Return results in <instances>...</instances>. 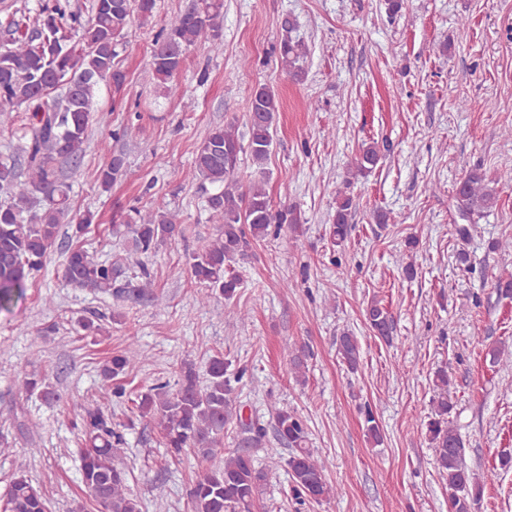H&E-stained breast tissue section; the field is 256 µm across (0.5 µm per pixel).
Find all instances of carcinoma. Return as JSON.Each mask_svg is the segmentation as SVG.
I'll return each instance as SVG.
<instances>
[{
	"instance_id": "carcinoma-1",
	"label": "carcinoma",
	"mask_w": 512,
	"mask_h": 512,
	"mask_svg": "<svg viewBox=\"0 0 512 512\" xmlns=\"http://www.w3.org/2000/svg\"><path fill=\"white\" fill-rule=\"evenodd\" d=\"M155 10L156 0H92L86 14L71 0H40L32 22H7L8 38L5 48L0 49V122L10 124L18 115L27 121V127L19 145L25 167L19 168L17 159L10 156L0 160V193L9 194L13 200L10 205H0V311L10 310L23 298L29 280L40 272L55 246L61 224L74 223L73 233L80 235L94 223V214L89 211L70 215L71 184L60 164L77 162L84 153L91 124L104 121V113L96 105L101 83L110 81L118 88L124 83L117 58L132 18L149 26ZM223 24L224 0H189L155 36L150 57L153 80L171 92L176 90L173 80L193 47L207 43L220 50ZM293 29V20L283 22L280 55L284 68L298 79L306 48L290 36ZM279 108L270 89L260 87L253 92L246 148L258 165L270 154ZM246 148L233 126L226 125L212 128L195 153V175L213 188L207 206L210 220L217 224L216 236L189 258L191 276L205 285L199 293L203 301L215 295L232 300L240 285L232 273L234 264L247 257L252 243L266 238L270 228L287 224L294 232L299 229L296 210H275L262 184H242L238 170L240 153ZM380 158L378 143L362 144L356 172L372 171ZM124 164V157L115 155L99 170L97 181L102 189H109L121 176ZM454 198L461 217L468 221L497 202L495 190L477 168L456 184ZM352 206L347 195L337 202L332 235L338 246L347 240ZM180 227L179 213L156 203L133 208L125 223L113 225V232L127 236L135 254L148 256L175 239ZM130 270L125 258L101 261L78 246L67 250L63 277L69 285L95 294L136 297L149 293L150 274L144 270L138 278L130 275ZM366 321L374 335L391 338L394 317L381 300L370 301ZM338 353L350 370L357 369V337L343 333ZM140 356L132 342L104 363L102 375L113 382L112 396H125L120 376L134 367ZM240 377L241 373L233 371L232 361L218 351L209 358L206 384H200L195 367L185 363L174 388L164 382L132 400L136 417L158 430L170 455L177 457L190 450L200 461L187 493L190 512H251L265 480L252 456L237 449L224 456L223 465L212 464L224 450V429L234 420L240 425L243 447L262 448L266 444V427L257 420L243 419L233 398L231 380ZM23 385L26 391H37L46 399L56 396L53 387L38 378H27ZM434 385L440 393L426 433L435 448L438 471L448 485L449 512H472L482 484L467 472L462 460L463 441L448 421L453 404L448 399L447 372L437 371ZM273 421L278 442L288 449L286 464L295 496L316 504L329 500L333 487L326 478L327 464L309 448L304 421L279 408ZM81 429L85 436L81 477L87 492L103 512H140L139 501L127 492L126 439L114 427L112 415L100 408L87 409L81 415ZM4 509L49 512L48 499L22 465L13 473Z\"/></svg>"
}]
</instances>
